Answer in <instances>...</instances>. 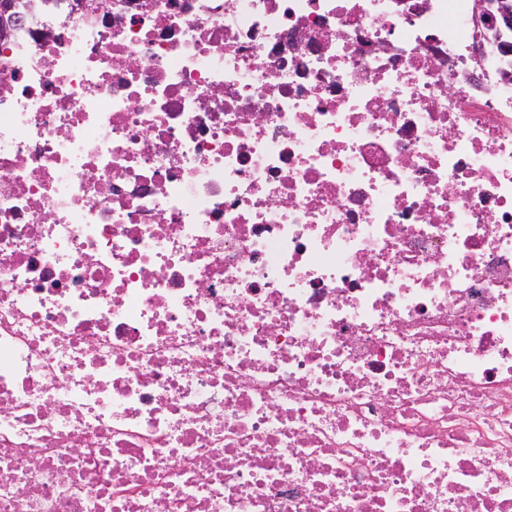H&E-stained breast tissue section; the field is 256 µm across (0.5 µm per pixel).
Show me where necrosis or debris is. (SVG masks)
<instances>
[{
	"label": "necrosis or debris",
	"instance_id": "obj_1",
	"mask_svg": "<svg viewBox=\"0 0 512 512\" xmlns=\"http://www.w3.org/2000/svg\"><path fill=\"white\" fill-rule=\"evenodd\" d=\"M475 6L23 11L0 512H512V53Z\"/></svg>",
	"mask_w": 512,
	"mask_h": 512
}]
</instances>
